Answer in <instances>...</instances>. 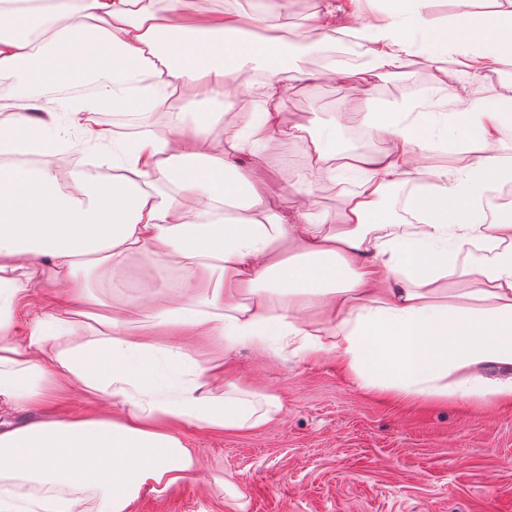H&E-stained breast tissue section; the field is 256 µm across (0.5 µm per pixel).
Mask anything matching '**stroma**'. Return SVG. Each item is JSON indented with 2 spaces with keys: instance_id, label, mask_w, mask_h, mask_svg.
Instances as JSON below:
<instances>
[{
  "instance_id": "1",
  "label": "stroma",
  "mask_w": 512,
  "mask_h": 512,
  "mask_svg": "<svg viewBox=\"0 0 512 512\" xmlns=\"http://www.w3.org/2000/svg\"><path fill=\"white\" fill-rule=\"evenodd\" d=\"M255 0H235L247 15V32L260 38L298 37L290 65L314 69L332 43L316 44L306 32L320 0H288L287 22L253 20ZM504 69L482 80H462L450 58L415 57L406 74L373 80L370 93L348 84H311L287 103L291 121H332L339 109L365 113L405 101H436L439 83L464 82L469 98L512 97V53ZM254 72L239 73L247 95L225 98L224 112L201 139L204 155H221L225 138L244 123L260 97ZM305 138L283 135L261 161L242 155V167L264 185L280 209L310 207L337 212L346 195L338 178L315 179ZM176 344L205 357H220L244 387L278 396L286 407L280 423L258 430L215 433L190 426L183 432L197 471L160 495L135 502L133 512H512V404L418 402L369 395L337 368L334 358H281L241 348L227 353L212 339L179 336Z\"/></svg>"
}]
</instances>
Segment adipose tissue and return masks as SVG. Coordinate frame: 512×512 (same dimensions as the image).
I'll list each match as a JSON object with an SVG mask.
<instances>
[{
	"mask_svg": "<svg viewBox=\"0 0 512 512\" xmlns=\"http://www.w3.org/2000/svg\"><path fill=\"white\" fill-rule=\"evenodd\" d=\"M163 12L141 0H0V80L12 95L0 122V154H35L37 166L0 165V410L27 419L0 427V512H132L197 469L182 430L245 431L279 423L280 399L249 393L175 342L210 336L225 349L276 342L318 360L333 357L360 390L409 400L512 403V215L486 220L483 203L512 183V162L492 151L512 138V98L465 102L464 113L415 104L336 113L309 133L288 125L287 102L304 83L334 81L328 65L289 66L288 44L253 39L236 13L190 14L183 0ZM360 0H325L310 18L322 39L356 22L369 68L397 73L408 58L454 54L464 73H497L512 50V0L474 19L472 0L441 23L430 0H392L387 19L363 21ZM261 72V107L222 155L201 158V130L147 131L132 146L84 113L121 100L149 112L188 95L223 102L238 72ZM91 84L85 98L55 96L64 79ZM80 126L106 179L78 170L63 189L52 158L64 142L60 113ZM360 122L381 133L376 154L347 150L336 130ZM308 133L315 175L351 173L355 188L333 215L281 211L241 172L238 157L263 155L286 131ZM479 144L457 177L423 160L435 137ZM428 174L405 198L397 223L389 192ZM480 244L487 260L459 264ZM175 268L169 296L141 282L122 302L94 295L90 277L123 282L134 262ZM470 288L452 295L451 276ZM45 306L23 335L7 330L30 298ZM317 318H308L310 310ZM105 397L110 411L67 412L74 393ZM33 485L15 491L13 480Z\"/></svg>",
	"mask_w": 512,
	"mask_h": 512,
	"instance_id": "ef3b65f1",
	"label": "adipose tissue"
}]
</instances>
